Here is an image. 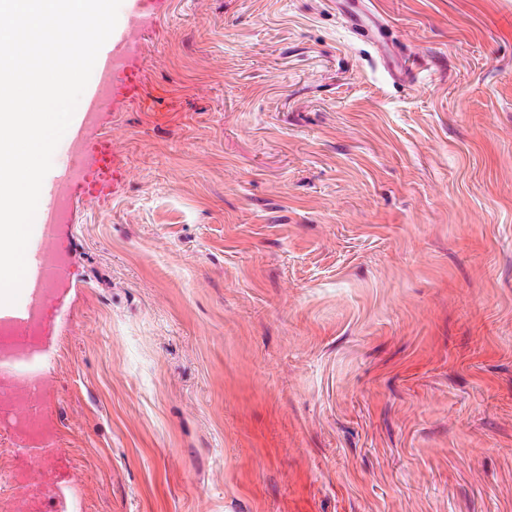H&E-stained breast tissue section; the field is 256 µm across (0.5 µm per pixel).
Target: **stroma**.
<instances>
[{
  "instance_id": "stroma-1",
  "label": "stroma",
  "mask_w": 512,
  "mask_h": 512,
  "mask_svg": "<svg viewBox=\"0 0 512 512\" xmlns=\"http://www.w3.org/2000/svg\"><path fill=\"white\" fill-rule=\"evenodd\" d=\"M371 3L161 0L7 512H512V0ZM343 13L348 28L353 36L362 38L372 43L379 54L384 68L390 73L399 75L402 70L399 67V53L390 40L388 31L377 24L369 10L366 8V0H342Z\"/></svg>"
}]
</instances>
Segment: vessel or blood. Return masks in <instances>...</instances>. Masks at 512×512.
<instances>
[{"mask_svg": "<svg viewBox=\"0 0 512 512\" xmlns=\"http://www.w3.org/2000/svg\"><path fill=\"white\" fill-rule=\"evenodd\" d=\"M155 2L129 0V26L142 27L148 24L154 15ZM366 4L367 0H345L343 13L348 28L353 36L367 40L376 47L387 71H398L399 53L388 31L373 20ZM101 70L111 77L112 94L107 99L99 96L90 98L85 106L86 113L95 114L104 111L108 105H120L138 98L141 85L140 60L128 34L112 35ZM74 136L83 140L86 148L75 154L71 169L64 175L65 180L79 187L83 196L89 200H101L113 194L117 185L118 167L111 140L89 138L83 127L78 128ZM25 259L22 302L0 304V325L14 329L27 327L37 315L47 312V288L69 277L68 269L47 268L33 251H26ZM40 362V352L32 346H24L11 356L0 359V377L12 381L20 377L28 382L34 381Z\"/></svg>", "mask_w": 512, "mask_h": 512, "instance_id": "1", "label": "vessel or blood"}]
</instances>
